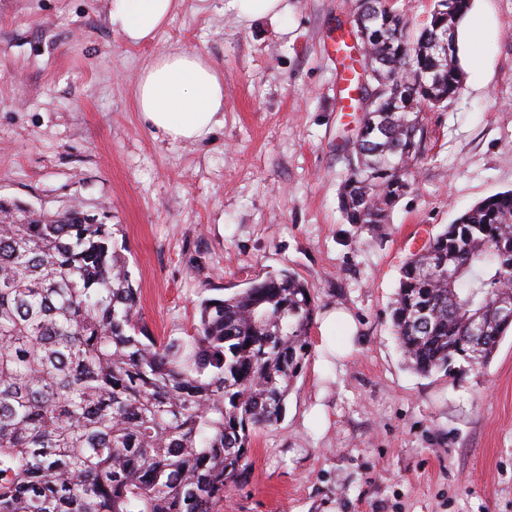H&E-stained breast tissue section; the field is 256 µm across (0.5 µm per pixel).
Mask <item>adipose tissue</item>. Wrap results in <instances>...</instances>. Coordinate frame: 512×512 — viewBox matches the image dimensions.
Instances as JSON below:
<instances>
[{
	"label": "adipose tissue",
	"instance_id": "1",
	"mask_svg": "<svg viewBox=\"0 0 512 512\" xmlns=\"http://www.w3.org/2000/svg\"><path fill=\"white\" fill-rule=\"evenodd\" d=\"M177 0H111L124 41L146 42L168 23ZM138 112L173 142L205 140L224 125V76L201 53L169 50L147 65L136 88Z\"/></svg>",
	"mask_w": 512,
	"mask_h": 512
}]
</instances>
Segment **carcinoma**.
<instances>
[{
    "instance_id": "cac0c4a2",
    "label": "carcinoma",
    "mask_w": 512,
    "mask_h": 512,
    "mask_svg": "<svg viewBox=\"0 0 512 512\" xmlns=\"http://www.w3.org/2000/svg\"><path fill=\"white\" fill-rule=\"evenodd\" d=\"M471 0H434L412 34L390 0L352 32L368 103L339 190L347 223L387 221L410 186L422 113L462 88ZM112 225L0 204V512H217L256 432L284 415L311 356L316 301L283 270L205 298L187 336L151 334ZM512 190L428 236L399 269L392 333L408 369L484 368L512 319Z\"/></svg>"
}]
</instances>
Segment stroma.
I'll return each instance as SVG.
<instances>
[{"instance_id": "stroma-1", "label": "stroma", "mask_w": 512, "mask_h": 512, "mask_svg": "<svg viewBox=\"0 0 512 512\" xmlns=\"http://www.w3.org/2000/svg\"><path fill=\"white\" fill-rule=\"evenodd\" d=\"M109 3L0 0V202L112 225L154 335H186L203 298L285 269L357 325L344 356L312 332L285 415L219 512H512V333L482 371L422 376L389 322L405 258L512 189V0H471L462 89L426 110L413 184L370 230L339 204L359 114L338 109L331 42L357 0H286L259 20L179 0L138 46ZM172 48L224 75L205 141L170 142L136 110L143 68Z\"/></svg>"}]
</instances>
